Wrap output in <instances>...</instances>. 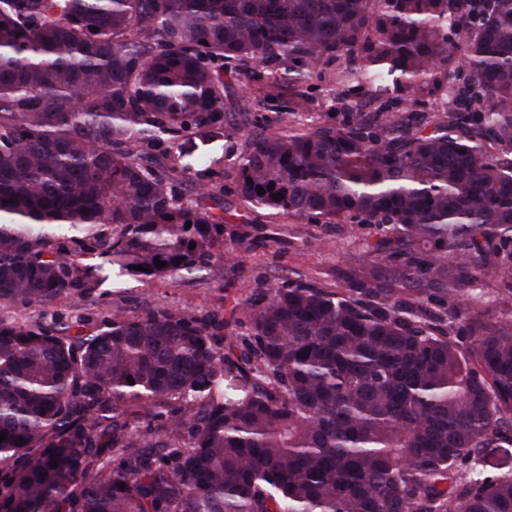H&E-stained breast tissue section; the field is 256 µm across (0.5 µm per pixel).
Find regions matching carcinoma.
Wrapping results in <instances>:
<instances>
[{
	"mask_svg": "<svg viewBox=\"0 0 512 512\" xmlns=\"http://www.w3.org/2000/svg\"><path fill=\"white\" fill-rule=\"evenodd\" d=\"M329 60L340 118L250 129L231 194L377 227L370 269L258 289L236 354L190 307L0 322V512H512V0H0V304L224 278L174 143L224 75L281 67L299 113ZM485 469L489 474L512 471V446L484 449Z\"/></svg>",
	"mask_w": 512,
	"mask_h": 512,
	"instance_id": "obj_1",
	"label": "carcinoma"
}]
</instances>
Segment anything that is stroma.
I'll return each mask as SVG.
<instances>
[{"label":"stroma","mask_w":512,"mask_h":512,"mask_svg":"<svg viewBox=\"0 0 512 512\" xmlns=\"http://www.w3.org/2000/svg\"><path fill=\"white\" fill-rule=\"evenodd\" d=\"M235 96L268 99L264 125L270 131H288L331 120L336 115L324 97L325 82L312 77L300 86L309 103L304 114L291 116L283 110L288 103V85L274 66L252 64L245 76L233 82ZM252 119L240 112L228 113L223 126L201 127L181 137L178 144L193 154L209 153L218 162L225 184H232L236 171L228 155L240 150L244 132ZM237 217L224 226V245L233 254L235 268L222 280L206 272L192 277L145 283L125 276L105 283L94 302L69 295L52 304L0 305V320L29 324L56 317L65 322H82L85 333L98 325L99 313L124 309L129 314L152 308L192 307L198 313L223 322L217 342L221 347L237 344L245 330L246 305L262 285L282 280H303L335 287L340 271L364 266L370 261L368 246L376 241V230L367 225L300 224L273 211L237 203Z\"/></svg>","instance_id":"1"}]
</instances>
